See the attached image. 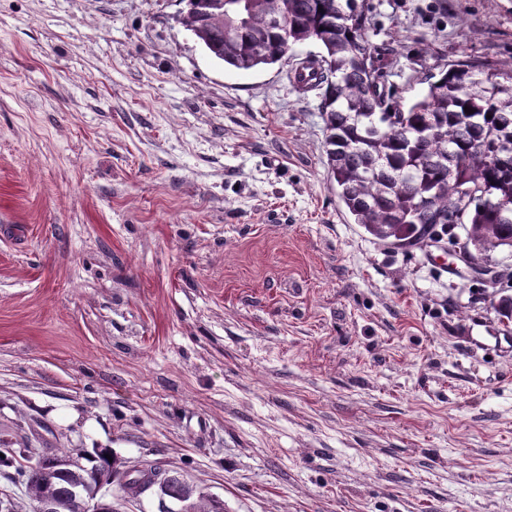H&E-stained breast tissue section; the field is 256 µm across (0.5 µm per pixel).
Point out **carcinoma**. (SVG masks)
I'll return each mask as SVG.
<instances>
[{
    "mask_svg": "<svg viewBox=\"0 0 512 512\" xmlns=\"http://www.w3.org/2000/svg\"><path fill=\"white\" fill-rule=\"evenodd\" d=\"M357 0H186L181 23L216 59L237 70L272 65L286 47L314 40L310 61L323 90L326 158L338 198L353 223L380 241L431 237L459 224L473 256L488 261L512 249V67L457 60L426 78L408 105L385 91L386 74L366 34ZM473 109L467 113L464 107ZM491 118H486V115ZM108 448L31 451L0 437V476L21 490L32 512H86L97 479L112 478L117 496L149 490ZM160 493L193 512H224L179 473L163 471Z\"/></svg>",
    "mask_w": 512,
    "mask_h": 512,
    "instance_id": "carcinoma-1",
    "label": "carcinoma"
}]
</instances>
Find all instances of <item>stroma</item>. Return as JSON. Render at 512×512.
<instances>
[{
  "label": "stroma",
  "mask_w": 512,
  "mask_h": 512,
  "mask_svg": "<svg viewBox=\"0 0 512 512\" xmlns=\"http://www.w3.org/2000/svg\"><path fill=\"white\" fill-rule=\"evenodd\" d=\"M394 101L512 60V0H368ZM184 0H0V431L224 512H512L497 288L352 223L313 40L239 71Z\"/></svg>",
  "instance_id": "stroma-1"
}]
</instances>
